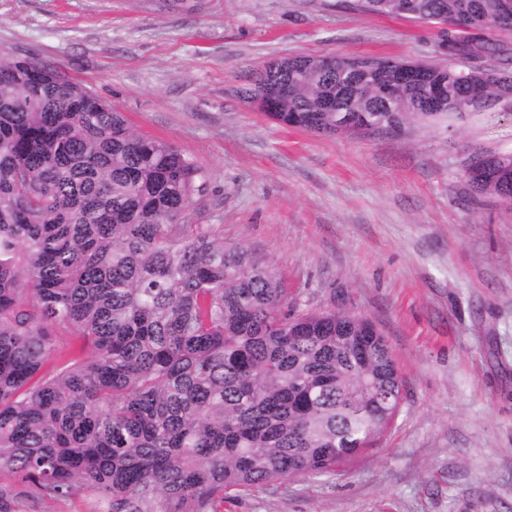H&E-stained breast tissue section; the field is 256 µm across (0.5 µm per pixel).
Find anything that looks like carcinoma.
<instances>
[{"label":"carcinoma","mask_w":512,"mask_h":512,"mask_svg":"<svg viewBox=\"0 0 512 512\" xmlns=\"http://www.w3.org/2000/svg\"><path fill=\"white\" fill-rule=\"evenodd\" d=\"M405 16L409 0H358ZM490 0H415L414 19L452 24L437 53L512 51L484 37ZM427 82L389 105L379 77L322 58L274 60L240 89L268 116L338 133L349 107L373 129L448 113L432 102L492 96L482 80L425 62ZM474 191L512 206V153L476 154ZM201 168L134 131L62 68L0 50V470L40 498L93 496L96 512H221L231 490L332 473L364 452L371 394L402 380L366 318L299 312L247 250L185 220ZM85 357L53 361L59 331ZM0 481V512H20Z\"/></svg>","instance_id":"obj_1"}]
</instances>
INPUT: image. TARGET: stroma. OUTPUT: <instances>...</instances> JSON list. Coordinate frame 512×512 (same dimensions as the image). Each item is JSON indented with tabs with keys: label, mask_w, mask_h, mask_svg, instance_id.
I'll return each mask as SVG.
<instances>
[{
	"label": "stroma",
	"mask_w": 512,
	"mask_h": 512,
	"mask_svg": "<svg viewBox=\"0 0 512 512\" xmlns=\"http://www.w3.org/2000/svg\"><path fill=\"white\" fill-rule=\"evenodd\" d=\"M438 32L354 0H0V49L58 65L201 168L189 223L273 269L297 309L361 315L393 351L404 402L377 448L224 512H512V207L465 177L473 152H512V108L329 135L238 93L286 56L433 61Z\"/></svg>",
	"instance_id": "1"
}]
</instances>
